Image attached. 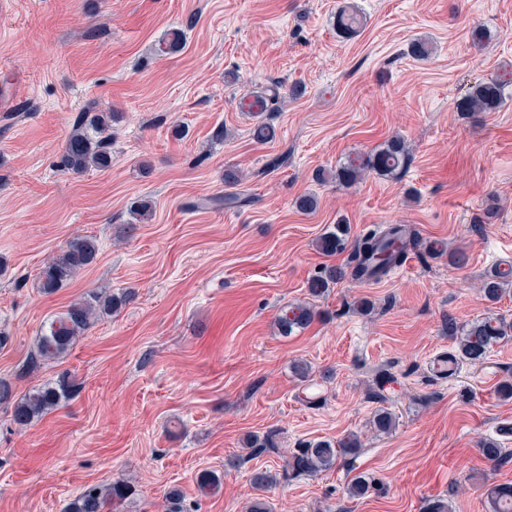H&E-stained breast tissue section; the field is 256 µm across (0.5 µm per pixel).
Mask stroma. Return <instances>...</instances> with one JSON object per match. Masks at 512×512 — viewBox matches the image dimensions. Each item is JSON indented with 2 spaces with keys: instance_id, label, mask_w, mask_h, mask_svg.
Returning a JSON list of instances; mask_svg holds the SVG:
<instances>
[{
  "instance_id": "obj_1",
  "label": "stroma",
  "mask_w": 512,
  "mask_h": 512,
  "mask_svg": "<svg viewBox=\"0 0 512 512\" xmlns=\"http://www.w3.org/2000/svg\"><path fill=\"white\" fill-rule=\"evenodd\" d=\"M351 6L366 24L346 37L336 16ZM476 27L492 33L484 46ZM174 28L184 48L161 53ZM420 39L428 58L411 53ZM510 72L512 0H0V379L20 395L65 373L79 385L24 427L0 411V512H63L85 485L116 478L135 495L112 512H157L173 488L188 512H248L251 470L280 472L299 443L350 433L356 455L280 481L264 495L270 512H423L437 498L489 512L487 491L512 484V462L493 465L479 443L512 424V401L495 393L512 378V341L443 380L428 361L451 350L449 322L512 321V297L477 295L512 242V84L496 111L456 108ZM275 81L302 93L249 111ZM81 112L118 115L108 169L57 168ZM264 123L272 141L254 137ZM395 135L410 154L400 177L319 180ZM229 170L240 182L225 183ZM308 193L319 204L306 213L296 200ZM232 194L247 205L211 203ZM143 198L153 216L140 224L130 208ZM342 220L356 237L408 224L421 244L380 281L310 299L308 279L345 261L315 247ZM78 235L97 239L96 262L42 294L40 268ZM456 249L464 268L448 261ZM95 288L136 297L28 371L42 325ZM361 298L370 314L354 310ZM308 299L318 318L281 336L277 313ZM298 359L314 370L312 407ZM382 365L397 377L389 435L375 432L368 397ZM269 432L277 452L251 455L246 437ZM206 469L224 477L209 497L196 484ZM358 474L371 488L353 499Z\"/></svg>"
}]
</instances>
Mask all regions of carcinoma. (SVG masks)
Returning a JSON list of instances; mask_svg holds the SVG:
<instances>
[{
    "label": "carcinoma",
    "instance_id": "cac0c4a2",
    "mask_svg": "<svg viewBox=\"0 0 512 512\" xmlns=\"http://www.w3.org/2000/svg\"><path fill=\"white\" fill-rule=\"evenodd\" d=\"M363 24L360 14L344 9L336 17V28L344 36L355 35ZM185 34L180 29L170 30L164 39L163 52L174 54L183 48ZM506 80L493 75L476 85L457 103L461 112H492L503 102ZM115 112H84L74 121L68 133L58 167L69 173H82L90 168L107 169L112 164V121ZM409 152L404 139L393 136L372 152L349 160L336 169L332 178L339 183L351 184L373 174L379 178H391L406 167ZM416 232L403 224L371 231L360 238L351 239V225L338 223L327 228L317 238L318 251L326 256L348 254L341 265H326L308 281V293L313 297L325 295L332 285L350 278L355 281L381 279L393 267L401 264L408 251L415 246ZM98 244L93 237L75 238L66 249L47 261L38 272V288L44 295H52L64 287L79 273L87 269L97 258ZM512 293V269H496L485 275L480 283L481 300L495 304ZM135 298L129 290L112 294L105 290H90L46 322L35 340L34 353L28 362V370L54 361L72 351L92 324L120 310ZM317 318V311L308 302L291 303L283 307L275 317L279 333L290 336L307 328ZM448 335L453 340V350L448 353L452 363H484L489 350L495 344L512 340V322L487 315L461 327L448 324ZM78 391V384L67 374L54 381L41 383L19 397L12 385L0 379V408L9 411L11 421L26 426L71 400ZM374 427L388 433L394 426L391 412L381 408L373 418ZM512 436V424L500 426L497 437L487 438L481 444L485 459L496 464L509 452L503 448V439ZM246 445L255 454L277 449L274 435L262 437L250 435ZM361 447L357 436L350 434L339 440L321 439L299 444L287 461L286 470L294 475H312L327 472L336 466L341 455L355 454ZM276 477L268 469H257L250 476L251 487L259 492L268 490ZM200 494L217 493L223 477L213 471H202L196 480ZM134 494L133 488L123 480L101 486H85L67 505L66 512H112ZM490 512H512V484L491 487L487 493Z\"/></svg>",
    "mask_w": 512,
    "mask_h": 512
}]
</instances>
